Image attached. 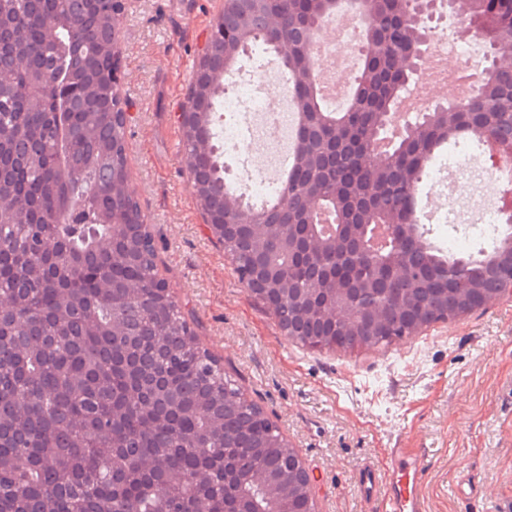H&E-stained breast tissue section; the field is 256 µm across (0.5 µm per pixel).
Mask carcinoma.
<instances>
[{"label":"carcinoma","instance_id":"cac0c4a2","mask_svg":"<svg viewBox=\"0 0 512 512\" xmlns=\"http://www.w3.org/2000/svg\"><path fill=\"white\" fill-rule=\"evenodd\" d=\"M413 0H224L212 30V66L233 75L253 47L283 45L289 96L297 112L296 161L272 208H254L229 183L220 161L216 114L224 107L217 83L207 107L182 127L194 195L212 226L230 225L224 251L285 297L275 309L289 339L312 350L378 348L415 336L433 322L469 315L494 301L512 281V225L478 254L426 247L414 222L415 200L440 144L492 145L512 134V66L492 62L473 97L419 114L380 157L387 114L407 88L404 60L420 34L409 20ZM354 9L367 46L347 107L335 112L315 90L311 38L344 8ZM27 0H0L14 19ZM464 27L496 13L486 40L494 55L512 47V0H450ZM106 19L89 24L69 0H40L25 45L44 65L69 30L68 64L84 74L102 65ZM30 73L0 56V136L35 138L26 161H5L10 190L0 195V295L15 297L14 315L0 324V512H235L224 470L242 475L288 473L279 512H310L294 473L296 451L263 410L199 343L180 307L152 288L159 253L130 191L125 102L108 104L98 82L74 88L84 106L62 117L25 92ZM70 125L66 145L78 163L56 178L51 125ZM106 195L88 192L103 169ZM79 203L75 218L52 224L17 222L22 208L56 212ZM334 215L333 231L313 221L316 207ZM393 235L383 247L372 230ZM51 238L57 254L44 257ZM173 402L168 418L145 413L132 394Z\"/></svg>","mask_w":512,"mask_h":512}]
</instances>
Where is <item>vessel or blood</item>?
Instances as JSON below:
<instances>
[{
	"label": "vessel or blood",
	"instance_id": "obj_1",
	"mask_svg": "<svg viewBox=\"0 0 512 512\" xmlns=\"http://www.w3.org/2000/svg\"><path fill=\"white\" fill-rule=\"evenodd\" d=\"M428 454L413 448L391 451V467L387 473L366 469L363 485L366 492H375L379 483H386L385 512H426L421 491Z\"/></svg>",
	"mask_w": 512,
	"mask_h": 512
}]
</instances>
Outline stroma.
Segmentation results:
<instances>
[{
  "label": "stroma",
  "mask_w": 512,
  "mask_h": 512,
  "mask_svg": "<svg viewBox=\"0 0 512 512\" xmlns=\"http://www.w3.org/2000/svg\"><path fill=\"white\" fill-rule=\"evenodd\" d=\"M222 0H128L121 93L135 198L159 276L201 346L262 408L313 478L316 512H383L366 466L426 448L427 512H512V296L389 346L317 352L249 294L191 193L177 121Z\"/></svg>",
  "instance_id": "obj_1"
}]
</instances>
